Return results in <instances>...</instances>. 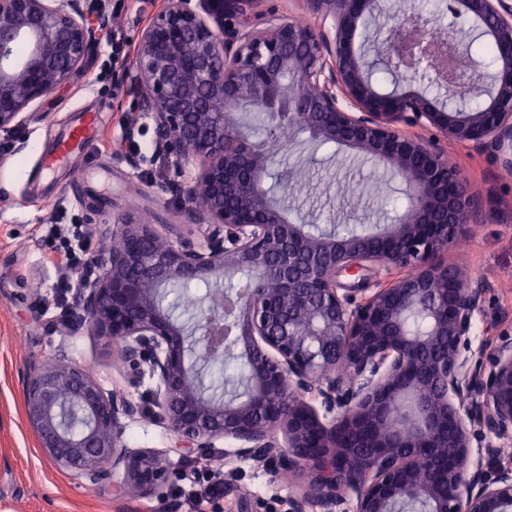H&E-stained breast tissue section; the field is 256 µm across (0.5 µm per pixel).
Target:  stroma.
<instances>
[{"instance_id": "obj_1", "label": "stroma", "mask_w": 512, "mask_h": 512, "mask_svg": "<svg viewBox=\"0 0 512 512\" xmlns=\"http://www.w3.org/2000/svg\"><path fill=\"white\" fill-rule=\"evenodd\" d=\"M154 9L153 0H124L116 13L110 0H104L98 11L102 31L90 65L70 86L33 104L34 118L13 132H0V512H185L184 495L191 487L187 475L196 468L221 473L234 487L204 512H239L244 501L252 512H281L280 501L304 491L308 481L304 472L270 476L252 460L235 457L234 442L226 440L217 442L208 459H183L185 477L165 499L136 494L120 498L109 487L75 477L45 459L26 419V375L61 345L105 386L121 387L138 400L156 387L150 377L132 376L106 338L87 332L68 337L55 328L62 311L59 284L64 279L79 283L80 269L62 260L53 266L44 261L51 250L46 240L51 224L83 225L92 259L111 249L110 229L116 224H150L170 242L200 236L201 227L181 217L180 202L167 189L172 168L152 156L151 126L140 128L145 161L139 170L95 148L75 160L73 169H97L103 174L100 184L76 182L73 169L47 177L40 167L42 153L84 112H101L99 140L125 136L133 98L124 91L116 97L106 93V86L120 83L122 72L117 67L105 72L103 65L113 32L135 40ZM291 143L284 165L299 172L301 190L294 203L314 210L321 223L387 224L407 210L403 186L385 172L374 196L344 192L354 162L344 147L313 141L298 131L292 132ZM448 155L468 177L486 214L448 252L464 276L488 284L484 305L474 318L471 347L476 350L488 334L512 335V173L490 155H472L460 146H449ZM125 438L132 448L164 450L174 442L172 432L149 412L129 423Z\"/></svg>"}]
</instances>
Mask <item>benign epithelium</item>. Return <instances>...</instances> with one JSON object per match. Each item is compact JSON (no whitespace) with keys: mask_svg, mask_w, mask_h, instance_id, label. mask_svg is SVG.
Masks as SVG:
<instances>
[{"mask_svg":"<svg viewBox=\"0 0 512 512\" xmlns=\"http://www.w3.org/2000/svg\"><path fill=\"white\" fill-rule=\"evenodd\" d=\"M263 0H161L140 29L122 80L137 101L128 130L152 121L155 150L175 179L169 190L204 242L162 240L149 224H119L123 241L80 274L83 288L60 324L118 347L124 365L158 388L154 417L174 434L160 454L127 447L129 421L145 405L106 389L58 347L26 377V418L43 456L88 472L118 497H166L180 478L170 458L211 454L232 439L235 455L307 471L287 512H512V462L493 445L512 440V339L471 350L488 284L465 278L445 255L483 220L448 144L490 153L512 171V0H453L497 49L480 68L453 34L438 36L398 6L375 37L395 88L379 91L357 45L381 0H297L315 15L302 25ZM99 19L85 0H0V131L67 86L86 66ZM425 71L446 98L400 85ZM475 98L484 104L471 106ZM271 131L302 129L357 158L379 162L405 186L409 210L363 234L309 230L313 213L288 216V183L266 188L288 152L272 135L254 140L249 120ZM427 130L436 134L430 138ZM373 266L408 270L370 284ZM357 275L353 284L340 281ZM241 279L233 305L234 352L246 395L207 391L208 363L223 354L224 299L215 293L181 323L164 289L194 280ZM420 318L426 328L414 332Z\"/></svg>","mask_w":512,"mask_h":512,"instance_id":"benign-epithelium-1","label":"benign epithelium"}]
</instances>
